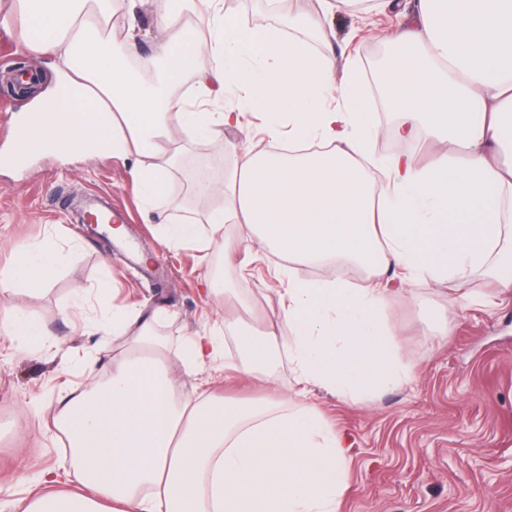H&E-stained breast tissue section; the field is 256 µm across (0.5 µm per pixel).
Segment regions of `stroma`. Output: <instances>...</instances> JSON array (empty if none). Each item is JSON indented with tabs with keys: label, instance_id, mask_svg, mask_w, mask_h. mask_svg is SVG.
I'll return each instance as SVG.
<instances>
[{
	"label": "stroma",
	"instance_id": "1",
	"mask_svg": "<svg viewBox=\"0 0 512 512\" xmlns=\"http://www.w3.org/2000/svg\"><path fill=\"white\" fill-rule=\"evenodd\" d=\"M391 13L360 17L342 10L323 20L336 57V74L357 65L366 96L377 89L372 80L378 54L395 33ZM20 27H0V80L23 65L41 73L50 86L52 61L22 54ZM33 95L0 92V270L45 236L60 247L76 239L81 247L39 293L21 291L12 305L46 323L57 345L25 349L19 336L0 335V512H16L19 499L39 493L36 475L62 470L65 453L50 406L73 389L105 381L119 346L85 335L80 325L63 320L62 309L74 289L107 287L109 306L162 309L168 318L159 328L170 350H178L195 333L220 326L228 314L257 330L274 319L279 293L289 275L323 280L343 274L355 284L361 270L311 267L269 256L247 272L251 290L239 297V274L225 265L221 250L175 249L161 242L160 225L145 223L128 165L102 154L78 160L55 155L9 162L12 125L26 113ZM270 152L273 141L264 120L248 117L243 130L199 143L179 135L170 169L169 192L157 202V217L203 215L217 202L200 193V183L224 181L229 146ZM98 193L125 208L130 218L124 234L151 254L147 267L132 264L111 239L92 235L70 222L67 210L76 199ZM217 268L226 291L205 295L203 275ZM394 343L413 368L402 385L385 384L367 401L344 400L316 387L311 400L323 417L348 440L347 488L340 512H512V290L499 291L481 275L466 284L428 283L415 296L399 292L385 310ZM446 338H439L440 328ZM95 351L93 370L71 367L72 358ZM275 380L266 383L241 373L213 380L216 396L240 403L284 399L296 388L285 354L272 361Z\"/></svg>",
	"mask_w": 512,
	"mask_h": 512
}]
</instances>
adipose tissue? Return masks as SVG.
<instances>
[{"label":"adipose tissue","mask_w":512,"mask_h":512,"mask_svg":"<svg viewBox=\"0 0 512 512\" xmlns=\"http://www.w3.org/2000/svg\"><path fill=\"white\" fill-rule=\"evenodd\" d=\"M17 2L19 11L0 8V27L21 21L22 53L56 60L53 85L32 107L44 151L134 157L129 177L150 206L168 193L177 132L205 141L241 128L256 109L287 115L292 143L316 152L235 154L220 203L201 223L165 221L164 239L224 246L242 288L247 270L270 254L315 267L354 264L367 275L361 288L289 276L275 331L261 338L228 316L223 331L185 343V374L220 360L265 381L274 349L284 347L304 403L296 413L217 401L199 385L181 392L157 334L161 312L116 308L89 317L87 295L77 290L64 317L123 345L107 381L59 401L54 426L67 441L69 466L38 473L46 490L20 500L21 512H339L343 439L310 404V386L367 397L378 362L389 380H409L385 318L393 290L478 270L512 288V0H418L392 45L391 67L374 76L395 115L385 128L357 73L337 87L334 58L311 49L341 0H318L317 14L284 26L249 28L224 0H165L162 36L145 59L160 67L156 82L126 68L106 33L116 12L134 17L138 0ZM186 13L207 36L182 23ZM203 53L212 60L206 70ZM189 76L204 96L196 104L173 92ZM85 125L95 127L93 139L78 138ZM382 132L426 146L429 162L408 153L366 166L368 143ZM234 224L255 230L256 250L228 248ZM72 256L46 239L0 273L6 335L26 337L32 350L49 341V331L9 300L48 283ZM228 336L238 355L228 354Z\"/></svg>","instance_id":"obj_1"}]
</instances>
